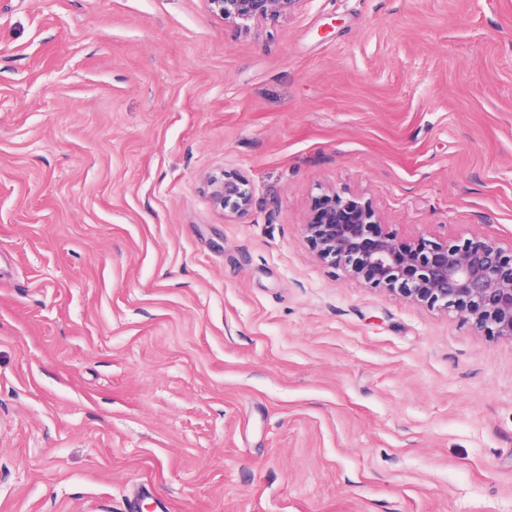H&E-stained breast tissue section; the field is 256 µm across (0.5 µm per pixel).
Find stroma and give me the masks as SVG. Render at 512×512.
I'll return each mask as SVG.
<instances>
[{"label":"stroma","instance_id":"obj_1","mask_svg":"<svg viewBox=\"0 0 512 512\" xmlns=\"http://www.w3.org/2000/svg\"><path fill=\"white\" fill-rule=\"evenodd\" d=\"M332 190L512 248V0H0V512H512V340L320 260ZM225 21L246 23L291 15L302 0H207ZM207 189L210 201L217 209L230 208L245 214L253 205V193L248 181L238 175L224 172L212 175L207 180Z\"/></svg>","mask_w":512,"mask_h":512}]
</instances>
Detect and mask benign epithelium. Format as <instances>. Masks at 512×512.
Segmentation results:
<instances>
[{
	"label": "benign epithelium",
	"mask_w": 512,
	"mask_h": 512,
	"mask_svg": "<svg viewBox=\"0 0 512 512\" xmlns=\"http://www.w3.org/2000/svg\"><path fill=\"white\" fill-rule=\"evenodd\" d=\"M304 0H208L226 21L246 23L291 15ZM212 205L241 214L253 205L248 181L221 173L207 180ZM305 231L319 258L351 276L385 286L430 307L456 312L473 332L512 340V256L491 241L402 244L380 228L372 203L359 195H322Z\"/></svg>",
	"instance_id": "benign-epithelium-1"
}]
</instances>
